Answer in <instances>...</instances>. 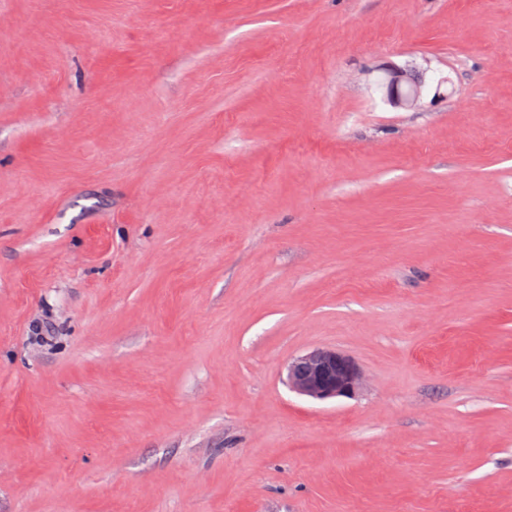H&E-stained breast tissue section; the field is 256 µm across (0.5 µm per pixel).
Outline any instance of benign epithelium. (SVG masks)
Returning a JSON list of instances; mask_svg holds the SVG:
<instances>
[{
	"label": "benign epithelium",
	"mask_w": 512,
	"mask_h": 512,
	"mask_svg": "<svg viewBox=\"0 0 512 512\" xmlns=\"http://www.w3.org/2000/svg\"><path fill=\"white\" fill-rule=\"evenodd\" d=\"M425 82L404 69H394L386 77V99L396 107H410L423 96ZM289 386L298 394L316 401L349 398L360 381L359 369L349 357L328 349H315L288 365Z\"/></svg>",
	"instance_id": "obj_1"
}]
</instances>
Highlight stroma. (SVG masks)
<instances>
[{
	"label": "stroma",
	"instance_id": "stroma-1",
	"mask_svg": "<svg viewBox=\"0 0 512 512\" xmlns=\"http://www.w3.org/2000/svg\"><path fill=\"white\" fill-rule=\"evenodd\" d=\"M463 507L512 512V0H0V512ZM386 99L396 107L416 105L423 96L425 82L415 80L404 69H394L386 77ZM402 88H406L403 92ZM289 386L316 401L350 398L360 381L359 369L349 357L328 349H315L288 365Z\"/></svg>",
	"mask_w": 512,
	"mask_h": 512
}]
</instances>
